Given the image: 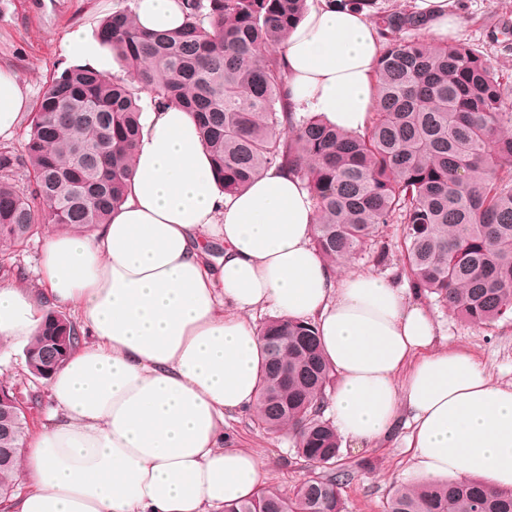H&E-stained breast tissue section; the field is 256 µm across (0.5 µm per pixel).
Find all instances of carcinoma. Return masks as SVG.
I'll use <instances>...</instances> for the list:
<instances>
[{
  "label": "carcinoma",
  "mask_w": 512,
  "mask_h": 512,
  "mask_svg": "<svg viewBox=\"0 0 512 512\" xmlns=\"http://www.w3.org/2000/svg\"><path fill=\"white\" fill-rule=\"evenodd\" d=\"M305 2L184 0L185 24L157 32L141 29L128 5L113 11L100 36L125 75L62 71L36 104L22 154L0 151V241L19 250L48 224L107 222L128 190L147 93L194 114L224 190H245L272 165L301 174L318 214L314 245L327 262L367 251L389 265L384 229L396 224L398 279L467 323L511 322L512 92L469 45L404 37L426 28L408 5L379 16L383 51L366 130L297 118L277 51ZM65 334L62 362L81 334L49 312L25 351L29 377L51 378L43 356ZM261 335L254 417L268 431H292L311 469L289 496L265 486L224 512H343L353 472L324 418L335 375L315 325L269 319ZM27 433V420L0 406V448H21ZM16 470L15 460L0 464V499L16 487ZM385 512H512V488L479 478L422 482L396 489Z\"/></svg>",
  "instance_id": "obj_1"
}]
</instances>
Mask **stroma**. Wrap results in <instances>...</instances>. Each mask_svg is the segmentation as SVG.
I'll list each match as a JSON object with an SVG mask.
<instances>
[{
    "label": "stroma",
    "instance_id": "35a3bbf8",
    "mask_svg": "<svg viewBox=\"0 0 512 512\" xmlns=\"http://www.w3.org/2000/svg\"><path fill=\"white\" fill-rule=\"evenodd\" d=\"M121 0H0V65L15 69L39 99L53 76L72 67L74 60L62 46L65 35L84 28L98 33L102 21ZM449 11L459 19L457 38L484 53L506 87L512 89V39L491 41L489 31L512 29V0H452ZM448 346L471 352L494 382L512 383V322L487 328L459 319L433 299L423 301ZM0 379L14 384L21 396L40 392L31 411L33 427H40L51 405L50 384L34 386L28 380L22 349L0 350ZM227 429L240 447L264 461L269 485L289 490L308 472L296 459L292 445L278 434L258 427L248 413L233 415ZM342 459L354 468V477L342 490L345 512H383L397 487L411 483L410 455L400 444L359 448L341 445Z\"/></svg>",
    "mask_w": 512,
    "mask_h": 512
}]
</instances>
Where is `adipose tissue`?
I'll return each instance as SVG.
<instances>
[{
	"label": "adipose tissue",
	"instance_id": "1",
	"mask_svg": "<svg viewBox=\"0 0 512 512\" xmlns=\"http://www.w3.org/2000/svg\"><path fill=\"white\" fill-rule=\"evenodd\" d=\"M139 24L176 29L179 0H138ZM67 52L105 76L109 48L84 30ZM382 42L364 13L308 6L278 53L293 112L365 130ZM29 107L0 66V137ZM131 187L108 222L43 241L37 289L0 285V339L27 344L48 310L85 340L50 383L54 410L20 450L21 494L0 512H224L267 478L226 416L255 402L256 312L313 321L337 382L338 433L369 447L403 433L419 480L480 476L512 488V385L468 351L436 345L433 319L399 283L331 267L302 177L266 169L239 192L216 178L191 113L143 115ZM224 245L221 258L207 250Z\"/></svg>",
	"mask_w": 512,
	"mask_h": 512
}]
</instances>
